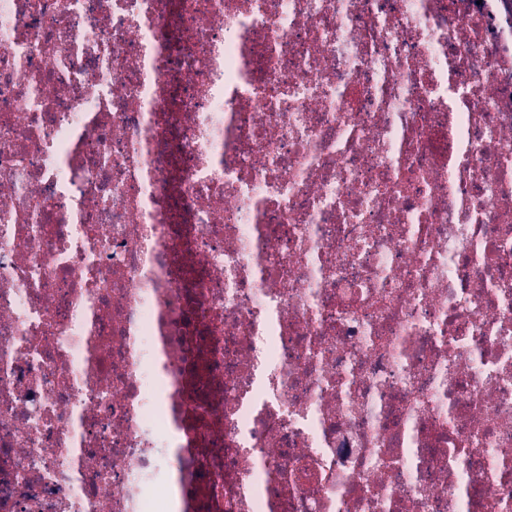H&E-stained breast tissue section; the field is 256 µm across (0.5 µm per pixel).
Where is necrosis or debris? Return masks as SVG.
I'll return each mask as SVG.
<instances>
[{
    "label": "necrosis or debris",
    "mask_w": 512,
    "mask_h": 512,
    "mask_svg": "<svg viewBox=\"0 0 512 512\" xmlns=\"http://www.w3.org/2000/svg\"><path fill=\"white\" fill-rule=\"evenodd\" d=\"M0 512H512V0H0Z\"/></svg>",
    "instance_id": "necrosis-or-debris-1"
}]
</instances>
